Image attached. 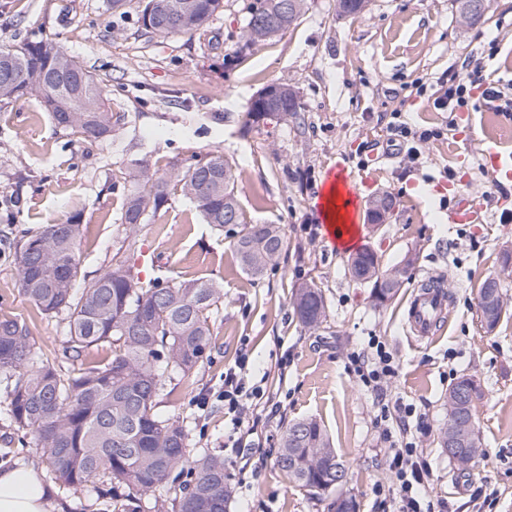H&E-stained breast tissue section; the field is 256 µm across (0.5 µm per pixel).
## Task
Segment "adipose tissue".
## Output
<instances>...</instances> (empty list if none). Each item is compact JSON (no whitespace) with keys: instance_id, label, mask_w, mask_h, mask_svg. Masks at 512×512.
I'll return each mask as SVG.
<instances>
[{"instance_id":"obj_1","label":"adipose tissue","mask_w":512,"mask_h":512,"mask_svg":"<svg viewBox=\"0 0 512 512\" xmlns=\"http://www.w3.org/2000/svg\"><path fill=\"white\" fill-rule=\"evenodd\" d=\"M53 487L27 463L0 469V512H56Z\"/></svg>"}]
</instances>
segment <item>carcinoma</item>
I'll return each mask as SVG.
<instances>
[{
  "mask_svg": "<svg viewBox=\"0 0 512 512\" xmlns=\"http://www.w3.org/2000/svg\"><path fill=\"white\" fill-rule=\"evenodd\" d=\"M460 18L477 23L481 15L470 4L492 0H453ZM280 0H257L250 11L243 38L256 43L294 25L308 8V0H294L284 18ZM369 0H339L342 14L358 15ZM223 7V0H143V28L166 37L194 34ZM36 98L53 124L86 140L112 136L116 122L105 105L103 91L92 73L53 40L0 44V102ZM213 172L200 182L193 164L176 174L181 193L191 199L205 223L218 230L240 227L234 251L242 269L254 278L278 264L286 247L275 224H249L235 189L233 165L219 152H209ZM132 189L124 205V237L112 252L105 272L76 290L81 278L78 254L84 225L77 218L50 224L17 243L15 260L21 292L46 318L67 322L65 352L81 359L92 347H107L105 362L60 373L33 351L27 319L0 315V382L5 383L10 418L15 430L32 433L40 458L54 478L80 487L98 478L112 489L127 493L116 500L115 512H228V476L224 460L210 454L190 458V435L184 421L156 412L165 380L192 374L204 361L213 336L211 314L224 298L223 289L202 279L167 282L141 279L131 262L146 217L168 201L169 177L160 175L144 159L131 161ZM382 209L367 211L368 220L382 224L394 208L393 198L382 196ZM348 272L357 283H377L388 277L370 248L349 261ZM295 311L300 322L315 329L326 319L321 288L315 283L297 286ZM476 383L463 374L448 389L446 410L455 415V400ZM300 431L302 467L288 466V438ZM336 449L315 419L302 418L286 427L276 463L297 487L319 500L334 489ZM172 479L171 499L145 497Z\"/></svg>",
  "mask_w": 512,
  "mask_h": 512,
  "instance_id": "1",
  "label": "carcinoma"
}]
</instances>
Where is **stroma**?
I'll return each mask as SVG.
<instances>
[{
	"label": "stroma",
	"mask_w": 512,
	"mask_h": 512,
	"mask_svg": "<svg viewBox=\"0 0 512 512\" xmlns=\"http://www.w3.org/2000/svg\"><path fill=\"white\" fill-rule=\"evenodd\" d=\"M256 0H223V9L191 35L160 37L141 28L139 0L113 10L111 0H0V43L53 38L97 79L120 122L111 138L82 140L56 128L37 99L0 103V313L25 315L35 352L67 372L65 324L37 314L20 291L13 244L26 232L79 217L86 280L107 268L122 227L130 161L148 159L161 174L186 170L207 153L224 154L237 172V192L251 224H276L287 247L277 266L254 279L240 268L234 234L203 223L179 189L148 216L136 263L143 278L180 277L220 284L213 341L204 363L161 396L157 412L188 418L195 449L223 458L229 512H327L324 502L289 483L276 465L288 422L312 417L326 428L348 469L341 491L356 512H373L371 488L389 483L378 455L373 396L346 366L366 336H382L400 362L390 385L424 413L430 426L420 448L430 463L434 497L449 512H472L474 486L493 491L497 512H512V315L493 332L480 323L478 290L501 274L512 249V180L491 182L489 150L512 153V118L471 105L457 114L435 110L439 80L463 66L512 93V0H494L480 22L462 21L453 0H371L366 13L342 15L337 0H312L285 32L246 43L243 31ZM272 84L296 93V117L246 124L252 99ZM423 92H416V85ZM413 129L440 130L420 144L416 167L400 162L388 142L393 111ZM345 165L359 205L392 196L387 223H361L358 248L374 249L382 267L414 254L409 281L379 306L372 287L348 274L349 252L333 246L315 206L325 175ZM458 195L484 206L480 224H452ZM440 277L452 301L434 336L403 328L415 283ZM302 282L317 284L326 320L305 328L293 309ZM248 354L249 383L267 399L242 445L228 447L224 369ZM469 374L483 394L474 415L483 454L468 470L438 443L453 376ZM207 406H200L201 398ZM0 388V468L37 462L32 436L15 431ZM62 512H113L106 482L57 486Z\"/></svg>",
	"instance_id": "35a3bbf8"
}]
</instances>
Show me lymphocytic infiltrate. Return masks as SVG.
<instances>
[{"instance_id":"f902f5d3","label":"lymphocytic infiltrate","mask_w":512,"mask_h":512,"mask_svg":"<svg viewBox=\"0 0 512 512\" xmlns=\"http://www.w3.org/2000/svg\"><path fill=\"white\" fill-rule=\"evenodd\" d=\"M476 96L481 97L488 109L506 115L512 113V96L494 86H482L475 69L443 78L434 105L439 110L455 112ZM247 363V357H240L235 366L224 372V415L237 430L244 425L254 400L263 396L261 387H250L245 382L243 372ZM348 370L358 386L376 400L375 421L382 430L383 442L379 455L383 468L393 479L391 486H373L375 512H447V502L428 491L432 469L419 450L426 426L415 422L413 404L387 395L389 384L399 376L400 363L383 338L369 336L362 348L350 354Z\"/></svg>"}]
</instances>
